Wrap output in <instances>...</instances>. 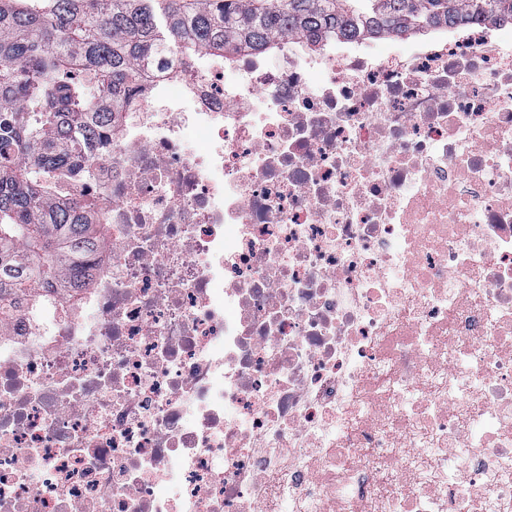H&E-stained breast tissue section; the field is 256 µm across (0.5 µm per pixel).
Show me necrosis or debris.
I'll list each match as a JSON object with an SVG mask.
<instances>
[{
  "mask_svg": "<svg viewBox=\"0 0 512 512\" xmlns=\"http://www.w3.org/2000/svg\"><path fill=\"white\" fill-rule=\"evenodd\" d=\"M173 57L0 323V512H512V26Z\"/></svg>",
  "mask_w": 512,
  "mask_h": 512,
  "instance_id": "necrosis-or-debris-1",
  "label": "necrosis or debris"
}]
</instances>
